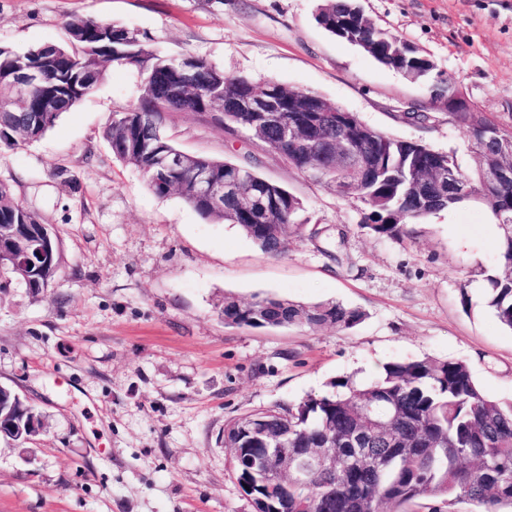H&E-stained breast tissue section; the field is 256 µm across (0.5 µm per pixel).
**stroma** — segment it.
I'll return each instance as SVG.
<instances>
[{"mask_svg": "<svg viewBox=\"0 0 512 512\" xmlns=\"http://www.w3.org/2000/svg\"><path fill=\"white\" fill-rule=\"evenodd\" d=\"M321 0H0V46L65 40L90 15L194 54L230 79L313 91L399 140L470 169L469 137L426 83L385 67L316 20ZM378 29L452 75L512 130V0H359ZM137 77L102 83L38 141L0 159V181L61 240L52 285L32 295L0 274V385L43 420L23 445L0 438V512H253L224 447V423L362 382L383 364L467 363L484 394L512 400V330L487 305L500 229L480 204L445 209L399 237L363 229V204L330 191L248 134L173 113L183 151L256 161L296 196L319 238L264 252L239 227L159 197L104 138L136 101ZM412 112L428 113L419 123ZM74 183H65L59 170ZM362 309L351 330L236 327L225 294Z\"/></svg>", "mask_w": 512, "mask_h": 512, "instance_id": "obj_1", "label": "stroma"}]
</instances>
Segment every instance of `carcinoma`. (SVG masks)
Here are the masks:
<instances>
[{
  "label": "carcinoma",
  "mask_w": 512,
  "mask_h": 512,
  "mask_svg": "<svg viewBox=\"0 0 512 512\" xmlns=\"http://www.w3.org/2000/svg\"><path fill=\"white\" fill-rule=\"evenodd\" d=\"M319 23L331 34L353 42L387 67L415 80H436L434 64L404 40L377 29L358 14L352 0H323ZM67 39L60 45L26 50L0 46V85L9 86L21 66L43 74V82L27 98L28 111L16 112L8 102L0 104V156L40 139L59 117L91 95L107 66L117 65L140 78L137 103L116 111L104 131L112 153L146 178L156 195H178L201 217L237 225L259 247L277 256L292 235H302L298 222L302 204L288 190L261 177L255 162L238 164L240 175L252 187L255 207L244 210L232 202L212 208L196 196V170L203 166L217 179L226 176L229 163L202 155H186L179 169L161 176L154 155L178 151L165 133L166 116L175 112L213 115L224 96H242L263 87L279 103L288 95L317 94L286 87L274 80L258 85L248 79L228 80L206 59L184 54L169 57L152 44V38L115 23L91 16L72 15L65 22ZM452 119L468 133L474 165L460 170L449 155L441 156L448 170L479 193L473 201L483 204L496 220L512 216V180L484 187L490 163L477 152V140L487 131L505 133L483 112H452ZM364 148L374 157L376 172L359 181L348 170L329 163L323 184L338 191L351 186L349 196L365 207L362 228L395 237L406 226L427 216L456 207L466 199L448 194V185L435 200L415 196L412 179L417 169L411 153L429 157L422 145L414 149L406 141L391 138L373 128H358ZM278 154L303 173L312 169L317 154L302 155L291 141L277 145ZM41 223L35 210L19 201L9 185L0 182V249L29 244L28 225ZM500 253L504 272L491 276L488 307L498 321L512 329V223L501 225ZM11 277L38 295L54 280L57 267H49L26 279L10 266ZM224 322L248 327L297 326L342 330L361 323L366 313L340 301L301 303L273 296L245 301L224 295ZM334 391L306 398L276 409L255 410L224 424V447L234 465L239 485L248 486L254 512H405L404 507L439 499L467 501L475 512H512V403L486 396L477 386L469 366L460 360L433 357L390 362L372 378L359 384L349 380L332 383ZM0 415L16 421L6 439L17 444L32 436L28 429L33 408L17 413V406L0 402ZM287 435L288 454L317 449L333 459V467L309 482L281 475L276 456L262 468L253 459L265 453L263 434ZM371 449L358 460L357 448Z\"/></svg>",
  "instance_id": "carcinoma-1"
}]
</instances>
